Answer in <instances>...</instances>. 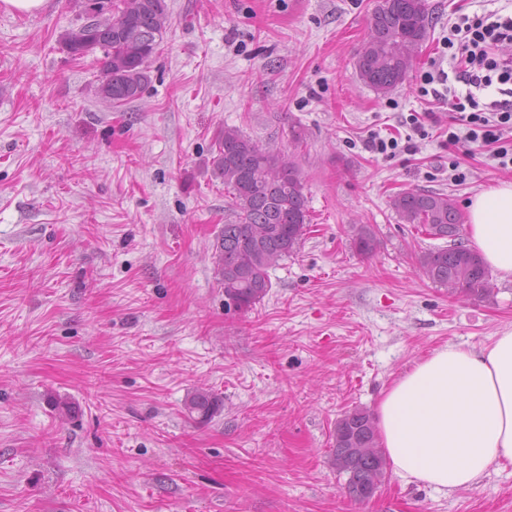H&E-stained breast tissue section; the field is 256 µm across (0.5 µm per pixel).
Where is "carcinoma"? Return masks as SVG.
<instances>
[{
	"instance_id": "cac0c4a2",
	"label": "carcinoma",
	"mask_w": 512,
	"mask_h": 512,
	"mask_svg": "<svg viewBox=\"0 0 512 512\" xmlns=\"http://www.w3.org/2000/svg\"><path fill=\"white\" fill-rule=\"evenodd\" d=\"M104 33L87 28L76 52L91 48L101 81L99 96L123 106L138 98L149 83V61L170 25L166 0H134L128 10L115 6ZM430 25L425 0H382L369 20V34L356 59L360 79L386 95L409 73L414 52ZM215 172L224 179L236 219L224 225L215 252L224 298L240 310L253 308L271 288L269 269L294 255L310 224L308 200L295 162L264 148L234 127H224L213 157ZM390 207L406 224H417L428 235L450 244L434 248L419 259L424 275L434 284L480 298L490 293L489 271L481 256L460 241L462 217L454 199L445 193L407 189L394 195ZM351 245L361 256L373 255L378 240L373 228L360 224ZM221 409L208 390L192 393L185 402L188 417L210 421ZM332 464L347 476L346 494L363 501L366 488L382 485L386 458L379 445L373 415L361 408L346 411L332 431Z\"/></svg>"
}]
</instances>
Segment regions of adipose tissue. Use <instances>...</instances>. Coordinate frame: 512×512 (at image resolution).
<instances>
[{
  "mask_svg": "<svg viewBox=\"0 0 512 512\" xmlns=\"http://www.w3.org/2000/svg\"><path fill=\"white\" fill-rule=\"evenodd\" d=\"M467 210L473 245L512 280V182L481 190ZM376 422L394 473L408 483L447 493L512 463V328L486 346L434 350L386 390Z\"/></svg>",
  "mask_w": 512,
  "mask_h": 512,
  "instance_id": "1",
  "label": "adipose tissue"
}]
</instances>
